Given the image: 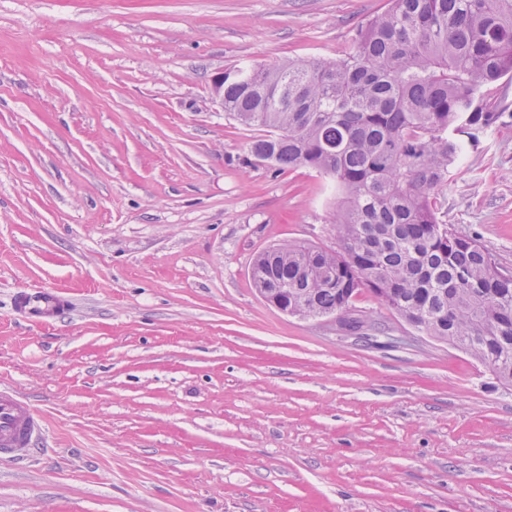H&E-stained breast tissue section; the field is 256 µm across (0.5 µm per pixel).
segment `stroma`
<instances>
[{
	"label": "stroma",
	"instance_id": "1",
	"mask_svg": "<svg viewBox=\"0 0 512 512\" xmlns=\"http://www.w3.org/2000/svg\"><path fill=\"white\" fill-rule=\"evenodd\" d=\"M388 0H0V386L45 433L0 512H512V385L369 292L388 345L268 306L335 182L249 162L236 66L339 59ZM512 269V118L438 192ZM59 315L19 322L17 294Z\"/></svg>",
	"mask_w": 512,
	"mask_h": 512
}]
</instances>
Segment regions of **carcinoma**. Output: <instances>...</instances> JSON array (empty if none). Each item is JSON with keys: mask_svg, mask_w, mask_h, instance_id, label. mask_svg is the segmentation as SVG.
Segmentation results:
<instances>
[{"mask_svg": "<svg viewBox=\"0 0 512 512\" xmlns=\"http://www.w3.org/2000/svg\"><path fill=\"white\" fill-rule=\"evenodd\" d=\"M511 74L512 0H390L339 59L224 74L225 114L266 130L252 155L340 190L337 248L274 247L253 286L306 290L316 314L366 290L427 335L466 342L511 385L512 279L452 229L436 197L465 144L496 129L505 109L495 85Z\"/></svg>", "mask_w": 512, "mask_h": 512, "instance_id": "1", "label": "carcinoma"}]
</instances>
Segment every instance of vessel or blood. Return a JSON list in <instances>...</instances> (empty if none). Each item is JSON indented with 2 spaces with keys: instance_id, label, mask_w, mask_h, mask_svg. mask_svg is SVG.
Segmentation results:
<instances>
[{
  "instance_id": "obj_1",
  "label": "vessel or blood",
  "mask_w": 512,
  "mask_h": 512,
  "mask_svg": "<svg viewBox=\"0 0 512 512\" xmlns=\"http://www.w3.org/2000/svg\"><path fill=\"white\" fill-rule=\"evenodd\" d=\"M60 308L59 297L46 292L20 294L14 299L16 313L26 322L50 316ZM43 433V419L30 401L11 388L0 386V457L27 459Z\"/></svg>"
}]
</instances>
